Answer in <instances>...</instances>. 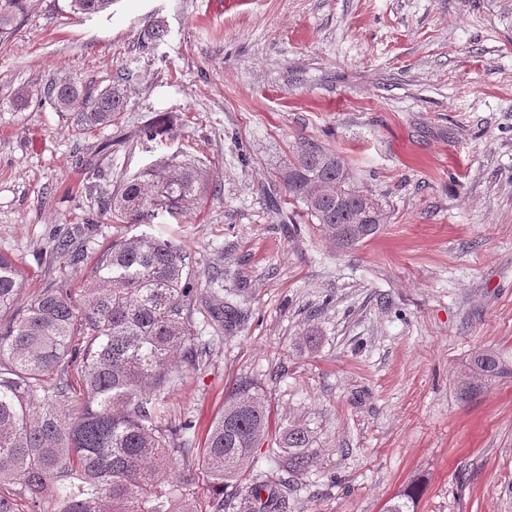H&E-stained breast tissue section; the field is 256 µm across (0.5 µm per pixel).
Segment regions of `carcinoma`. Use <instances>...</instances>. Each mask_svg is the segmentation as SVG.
Wrapping results in <instances>:
<instances>
[{"label": "carcinoma", "mask_w": 512, "mask_h": 512, "mask_svg": "<svg viewBox=\"0 0 512 512\" xmlns=\"http://www.w3.org/2000/svg\"><path fill=\"white\" fill-rule=\"evenodd\" d=\"M111 5L69 0L70 10L84 15ZM26 6L27 0H0L1 44ZM43 94L59 112L81 107L79 122L87 129L112 123L126 103L116 86L95 92L64 81ZM273 177L338 248L375 236L385 223L374 194L318 144L300 145ZM154 178L172 205L191 199L195 176L188 167L166 164ZM154 204L141 175L100 202L101 214L127 223ZM212 283L175 242L139 235L98 254L80 302L56 283L20 306V270L0 253V314L9 315L0 319V487L14 486L0 491V512H291L298 479L313 460L314 437L307 427L288 424L272 457L282 477L246 474L250 458L269 441L268 409L253 380L235 384L201 453L193 422L169 418V395L186 373L201 370L214 347L194 333L196 304L217 322L248 318ZM73 371L80 393L71 384ZM503 378H512V364L501 352L480 348L457 392L469 400ZM175 463L183 473L170 481L166 471ZM199 473L207 478L204 487ZM229 484L234 491L226 496ZM416 495L413 488L394 496L385 512H415Z\"/></svg>", "instance_id": "cac0c4a2"}]
</instances>
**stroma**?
<instances>
[{
	"mask_svg": "<svg viewBox=\"0 0 512 512\" xmlns=\"http://www.w3.org/2000/svg\"><path fill=\"white\" fill-rule=\"evenodd\" d=\"M60 80L123 84L126 107L80 129L32 95ZM303 142L381 200L375 237L337 249L273 187ZM167 163L198 171L188 205L101 217L103 195ZM141 234L223 271L248 312L192 317L215 349L169 408L196 447L249 377L271 431L314 435L293 512H383L412 483L416 512H512V378L456 393L475 350L512 359V21L493 0H112L91 16L30 0L0 46V253L22 299L58 282L80 298L99 252Z\"/></svg>",
	"mask_w": 512,
	"mask_h": 512,
	"instance_id": "35a3bbf8",
	"label": "stroma"
}]
</instances>
